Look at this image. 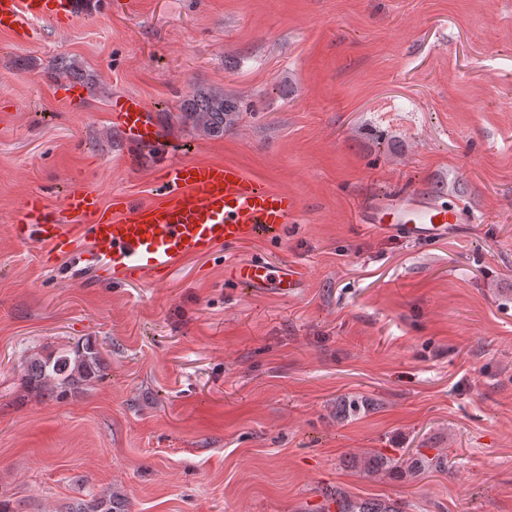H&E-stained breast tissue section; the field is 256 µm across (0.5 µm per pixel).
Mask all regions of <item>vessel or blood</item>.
<instances>
[{
	"label": "vessel or blood",
	"mask_w": 512,
	"mask_h": 512,
	"mask_svg": "<svg viewBox=\"0 0 512 512\" xmlns=\"http://www.w3.org/2000/svg\"><path fill=\"white\" fill-rule=\"evenodd\" d=\"M76 15L77 0H0V34L26 46L35 38V23L68 26ZM108 112L130 148L158 141L156 115L139 97L115 96ZM159 192L158 200L121 201L112 211L83 190L67 192L56 207L32 195L21 205L14 237L23 244H39L43 259L66 255L76 265L89 259L100 274L157 281L189 258L276 237L299 211L296 198L228 162L171 163L159 179ZM464 220L461 209L408 191L376 198L362 218L376 228L395 229L412 242L447 235L449 226ZM228 274L242 287L282 293L297 288L303 277L301 270L273 267L260 259L230 265Z\"/></svg>",
	"instance_id": "b4317fda"
}]
</instances>
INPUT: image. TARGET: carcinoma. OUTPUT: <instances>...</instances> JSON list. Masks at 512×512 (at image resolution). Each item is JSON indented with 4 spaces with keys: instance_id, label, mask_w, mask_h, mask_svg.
Segmentation results:
<instances>
[{
    "instance_id": "carcinoma-1",
    "label": "carcinoma",
    "mask_w": 512,
    "mask_h": 512,
    "mask_svg": "<svg viewBox=\"0 0 512 512\" xmlns=\"http://www.w3.org/2000/svg\"><path fill=\"white\" fill-rule=\"evenodd\" d=\"M239 111L221 90L205 87L193 88L181 100L179 111L167 112L165 118L189 124L207 136L224 134V127L234 124ZM104 361L98 347L93 343L76 345L46 355H37L29 360L27 381L34 386L51 385L62 392L81 389L100 377ZM446 456H429L418 453L411 459L408 470L436 469L444 466ZM337 512H400L390 501L365 500L354 502L341 492H336ZM66 512H125L124 502L108 491L89 500L80 499Z\"/></svg>"
}]
</instances>
